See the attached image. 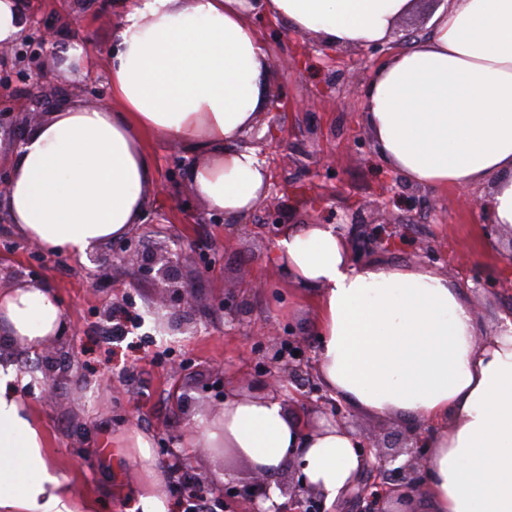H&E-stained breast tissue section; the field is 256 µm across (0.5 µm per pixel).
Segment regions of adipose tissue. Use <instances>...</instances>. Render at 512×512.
<instances>
[{
  "mask_svg": "<svg viewBox=\"0 0 512 512\" xmlns=\"http://www.w3.org/2000/svg\"><path fill=\"white\" fill-rule=\"evenodd\" d=\"M417 0H127L100 48L110 103L60 108L12 157L0 208L46 249L84 257L139 223L154 176L143 138L198 157L194 194L228 220L266 196L268 171L245 131L268 106L270 58L247 20L259 12L346 49L389 40ZM428 35L378 67L362 120L379 161L408 184L480 190L494 224L512 231V0H442ZM272 259L315 299L317 373L331 395L380 417L430 424L417 496L391 512H512V319L481 330L459 285L422 266L353 263L345 232L295 224ZM66 325L46 282L0 290L6 342L41 350ZM188 447L220 448L277 477L295 461L335 502L364 466L361 439L327 421L304 430L280 400L233 397L201 419ZM148 478L129 512H171L148 437L122 432ZM43 426L14 364L0 360V512L78 507L46 452Z\"/></svg>",
  "mask_w": 512,
  "mask_h": 512,
  "instance_id": "1",
  "label": "adipose tissue"
}]
</instances>
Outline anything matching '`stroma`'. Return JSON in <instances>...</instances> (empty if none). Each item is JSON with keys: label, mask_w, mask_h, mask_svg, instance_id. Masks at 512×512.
<instances>
[{"label": "stroma", "mask_w": 512, "mask_h": 512, "mask_svg": "<svg viewBox=\"0 0 512 512\" xmlns=\"http://www.w3.org/2000/svg\"><path fill=\"white\" fill-rule=\"evenodd\" d=\"M100 3L29 0L37 16L57 13L72 18L74 33L86 39L91 55L78 72H71L66 62L49 63L73 83V98L84 106L90 102L91 88L108 84L106 62L96 51L110 41L113 25L104 19ZM254 23L274 61L267 72L268 85L285 102L257 128L261 136L270 129L276 133L267 143L265 160L269 188L281 203L282 223L365 222L383 189H390L395 198L390 205L393 218L403 224L409 242L393 251L374 252L370 263L437 270L462 288L486 327L512 317V262L505 261L492 248L491 237L481 231L489 221L487 211L451 207L457 188H411L378 161L361 121L359 93L380 59L365 56L358 47L334 57L315 36L299 39L270 18L258 17ZM282 57L297 58L298 69L277 67L275 61ZM144 147L156 185L147 214L154 223L216 254L208 270H198L188 261L181 267L184 281L194 285L202 300L201 307L175 309V318L185 327L182 333L169 336L156 330L151 313L159 293L155 281L137 279L132 269L118 266L99 282L90 259L62 255L43 260L22 246L21 235L6 216H0V245L10 246L0 260L5 271L0 286L10 287L12 271H39L59 293L73 332L71 344L52 343L47 353L0 343V355L11 358L22 384L47 374L54 377L52 393L37 389L28 398L47 428L49 456L69 478L77 497L100 499V512H127V493L140 478L125 449H113L111 459H104L103 436L141 432L150 437L154 453H161L170 436L183 432L186 418H198L215 407L213 393L201 392L202 384L220 373L228 395H258L267 348L294 337L317 338L311 305L297 298L284 276L272 274L275 240L268 233L263 209L255 208L239 224L209 223V208L193 193L187 176L178 172L179 159H190V152L155 136L146 137ZM423 240L437 244L433 258L424 257L419 249ZM477 269L490 278L488 287L476 284ZM228 293L238 298L237 314L217 304ZM118 306L141 318L134 331L142 340L140 356L113 348L102 335ZM272 323L278 335H268ZM174 361L191 363L192 373L176 376L170 368ZM178 385L190 397L180 413L172 404ZM187 454L193 466L217 482L229 469L240 481L254 476L244 461L221 457L209 448H191Z\"/></svg>", "instance_id": "35a3bbf8"}]
</instances>
